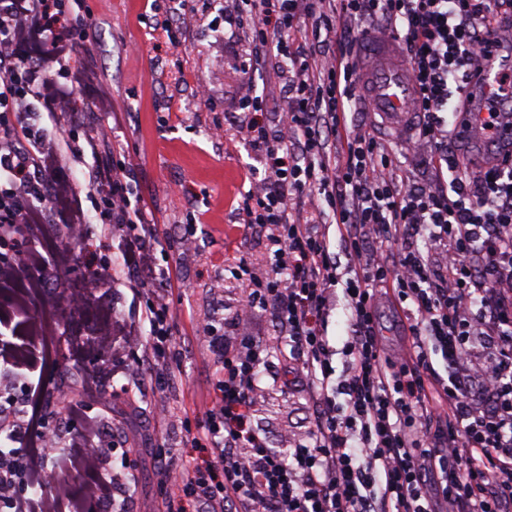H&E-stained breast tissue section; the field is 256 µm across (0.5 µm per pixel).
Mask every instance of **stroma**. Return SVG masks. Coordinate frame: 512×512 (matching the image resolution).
<instances>
[{
  "mask_svg": "<svg viewBox=\"0 0 512 512\" xmlns=\"http://www.w3.org/2000/svg\"><path fill=\"white\" fill-rule=\"evenodd\" d=\"M182 7V0H86L96 38L80 52L79 60L96 71L111 92L112 110L101 114L92 96L81 85H73L74 108L68 128L76 150L67 154L57 171L58 177L74 184L76 200L86 216H94L89 176L99 153L86 144L83 128L98 122L112 126L114 149L128 147L140 153L137 192L154 222L172 238L186 225H194L196 252L173 253L167 258L186 284L176 305L170 377L161 384L147 377L129 380L114 370L123 361L121 355L90 351L76 358L63 345L39 362L35 372L46 387L70 395L73 410L58 404L39 408L28 398L16 405L28 415L42 411L69 440L80 435L84 417L103 414L100 404L81 394L79 384L84 376L108 372L114 386H126V393L113 399L111 414H103V472L109 478L122 477L114 451L128 449L135 481L118 486L115 493L128 512H160V451L172 452L178 458L201 456V449L191 447L188 436L206 422L207 381L216 365L196 329L206 323H220L225 332H232V313L247 283L233 278L231 267L242 257L255 266L267 267L272 262L263 235L244 230L238 202L251 187L250 176L262 170L245 138L249 114L244 104L256 91H263L266 124L277 130L285 104L282 84L271 74L248 78L251 28L234 30L229 40L218 33V24L233 9L231 0H195L194 22L182 28L173 42L163 22L177 17ZM201 84L209 89L205 102L195 96ZM218 123L223 125L224 135L215 139L209 132ZM12 240L45 255L64 249L73 257L69 268L46 271L45 293L38 302L42 313L54 312L68 289L102 259H119L122 251L119 241L101 237L95 223L80 241L67 239L58 231L43 236L25 225ZM145 300V293L136 291L132 284L104 285L97 294L96 311L79 314L67 334L79 340L92 336L96 312L101 308L138 320ZM325 334L332 351L331 364L336 374H343L349 363L344 348L350 340L343 293L334 296ZM285 376L281 358H271L259 376L263 394L252 407L255 429L265 437L268 447L280 451L287 448L289 439L307 431L312 417L305 393L284 386ZM160 400L181 410V425H167L154 416L153 405Z\"/></svg>",
  "mask_w": 512,
  "mask_h": 512,
  "instance_id": "35a3bbf8",
  "label": "stroma"
}]
</instances>
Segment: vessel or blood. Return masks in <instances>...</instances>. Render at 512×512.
Wrapping results in <instances>:
<instances>
[{"instance_id": "b4317fda", "label": "vessel or blood", "mask_w": 512, "mask_h": 512, "mask_svg": "<svg viewBox=\"0 0 512 512\" xmlns=\"http://www.w3.org/2000/svg\"><path fill=\"white\" fill-rule=\"evenodd\" d=\"M366 53L368 64L364 74V91L368 111L380 115L384 125L397 128L411 120V101L414 90L407 73L408 65L394 40L371 38ZM506 62L491 56L484 59L474 70L475 81L484 86L498 84ZM461 143L470 151L473 171H482L512 152V128L502 127L494 131L483 129L476 115H461L456 123Z\"/></svg>"}]
</instances>
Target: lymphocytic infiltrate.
<instances>
[{"mask_svg": "<svg viewBox=\"0 0 512 512\" xmlns=\"http://www.w3.org/2000/svg\"><path fill=\"white\" fill-rule=\"evenodd\" d=\"M236 22L254 32L256 65L284 82L286 105L277 134L263 119L265 98L252 97L246 138L259 154L263 178L243 196L245 226L261 225L274 249L270 270L247 262L250 277L234 313L235 336L207 325L201 339L217 363L209 386L207 419L191 437L205 449L203 463L165 457L170 478L164 512H512V154L474 174L448 148L452 121L444 118L453 94L468 91L469 73L512 28L505 0H234ZM403 40L417 89L419 121L408 151H428L435 180L407 182L389 143L361 121L357 36L364 23ZM84 0H0V234L38 223L27 196L46 187L47 202L72 240L86 236L87 217L73 204L68 181L55 179L70 144L64 133L44 135L16 120L43 108L54 118L73 110L69 80L95 76L76 65L75 34L86 27ZM58 66L44 78L42 58ZM37 144L23 150L20 139ZM138 151L102 160L91 177L101 200L96 220L104 236L121 239L123 266L150 291L141 319L102 316L93 347L134 358L129 378L163 380L180 293L159 255L194 252L187 232L169 238L152 222L131 184ZM338 236L349 262L330 250ZM428 245L419 249L415 238ZM112 279L105 263L83 276L64 308L26 347L0 348V363L31 371L33 349L53 348L68 315L92 301ZM343 291L349 310L350 368L333 377L324 321ZM393 295L411 342L383 352L377 330L379 291ZM272 311L281 335L260 339L247 325ZM311 402L313 421L288 453L269 448L251 425L260 394L258 371L282 345ZM441 355L438 372L433 355ZM345 395L337 404V395ZM0 448V507L7 512H84L112 499L103 479L82 498L60 486L54 497L17 494L38 484L47 459V428L29 419L6 428ZM101 429L87 418L82 435L58 448L67 471H96Z\"/></svg>", "mask_w": 512, "mask_h": 512, "instance_id": "lymphocytic-infiltrate-1", "label": "lymphocytic infiltrate"}]
</instances>
